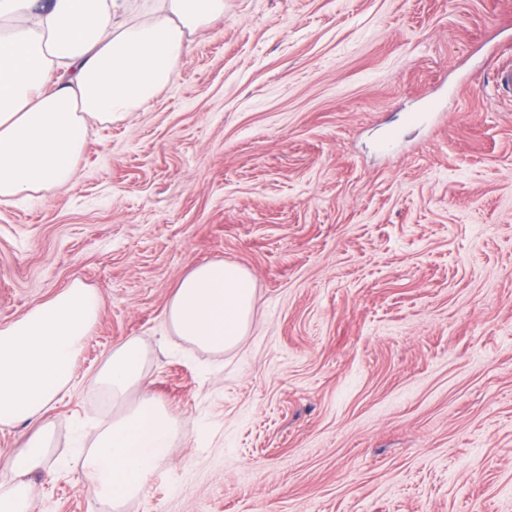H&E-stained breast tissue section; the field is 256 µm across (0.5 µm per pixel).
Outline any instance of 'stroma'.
Wrapping results in <instances>:
<instances>
[{"mask_svg": "<svg viewBox=\"0 0 512 512\" xmlns=\"http://www.w3.org/2000/svg\"><path fill=\"white\" fill-rule=\"evenodd\" d=\"M509 48L512 0H224L69 187L0 203V325L76 280L101 300L34 512H102L70 459L130 336L179 434L120 512H512ZM214 260L253 322L188 354L165 308Z\"/></svg>", "mask_w": 512, "mask_h": 512, "instance_id": "1", "label": "stroma"}]
</instances>
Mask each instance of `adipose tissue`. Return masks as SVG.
I'll return each instance as SVG.
<instances>
[{
    "instance_id": "obj_1",
    "label": "adipose tissue",
    "mask_w": 512,
    "mask_h": 512,
    "mask_svg": "<svg viewBox=\"0 0 512 512\" xmlns=\"http://www.w3.org/2000/svg\"><path fill=\"white\" fill-rule=\"evenodd\" d=\"M223 14L224 0H0V202L69 184L89 121L144 109L173 80L188 36ZM254 299L243 267L210 261L180 280L166 322L182 341L221 354L247 335ZM99 310L94 289L76 281L0 325V425L34 426L0 468L12 484L0 512H32L33 490L17 478L48 456V413L74 379ZM147 375L145 347L131 336L92 379L111 393L115 414L79 462L94 494L116 506L143 494L178 434L176 417L144 393Z\"/></svg>"
}]
</instances>
